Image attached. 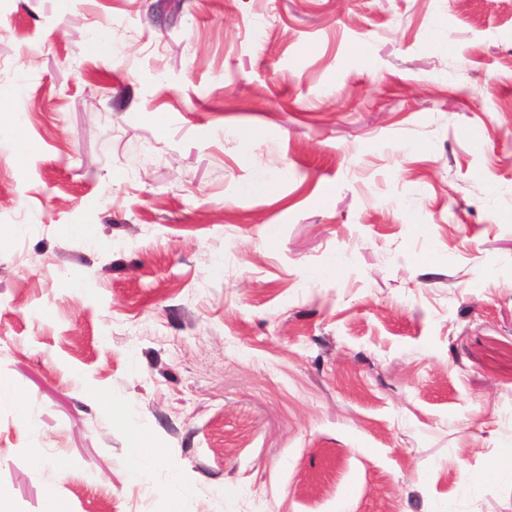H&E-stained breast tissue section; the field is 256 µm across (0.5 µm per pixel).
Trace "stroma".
Returning <instances> with one entry per match:
<instances>
[{
    "instance_id": "obj_1",
    "label": "stroma",
    "mask_w": 512,
    "mask_h": 512,
    "mask_svg": "<svg viewBox=\"0 0 512 512\" xmlns=\"http://www.w3.org/2000/svg\"><path fill=\"white\" fill-rule=\"evenodd\" d=\"M0 489L512 512V0H0Z\"/></svg>"
}]
</instances>
